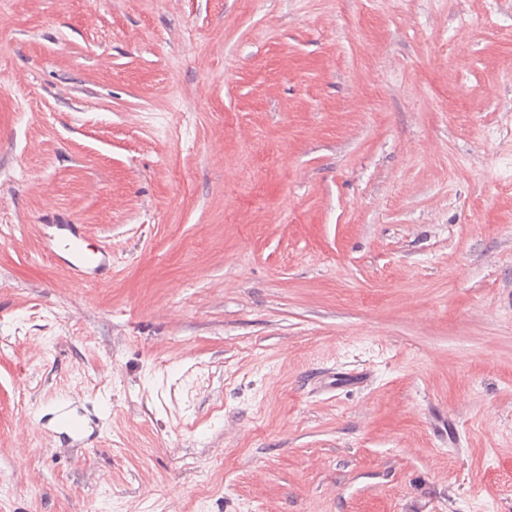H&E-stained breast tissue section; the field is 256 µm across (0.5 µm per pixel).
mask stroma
I'll return each mask as SVG.
<instances>
[{"label": "stroma", "instance_id": "obj_1", "mask_svg": "<svg viewBox=\"0 0 512 512\" xmlns=\"http://www.w3.org/2000/svg\"><path fill=\"white\" fill-rule=\"evenodd\" d=\"M0 512H512V0H0ZM57 232L49 235L44 244V250L50 255L65 257L71 268L77 272L87 273L97 271L107 264L106 254L88 255L81 247V235L75 231L74 224H55ZM74 408L73 404L62 405L50 418L47 417L50 415L40 417L38 413V422L46 425L47 419L48 422L54 420L51 428L48 429L50 438L61 443L81 444L89 441L98 433L100 419L97 415L86 413L81 409H76L74 412Z\"/></svg>", "mask_w": 512, "mask_h": 512}]
</instances>
